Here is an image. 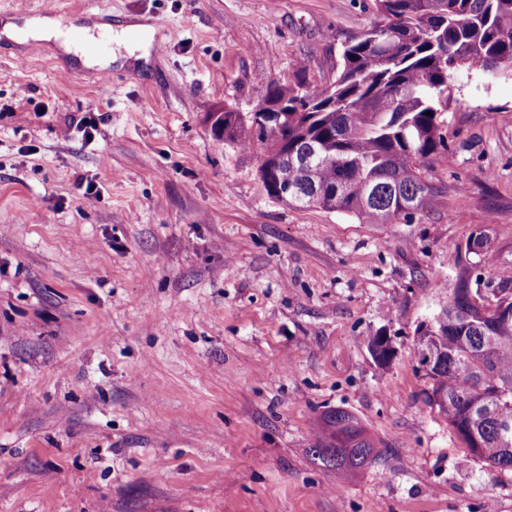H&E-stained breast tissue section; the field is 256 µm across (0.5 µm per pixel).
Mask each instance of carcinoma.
Wrapping results in <instances>:
<instances>
[{
	"mask_svg": "<svg viewBox=\"0 0 512 512\" xmlns=\"http://www.w3.org/2000/svg\"><path fill=\"white\" fill-rule=\"evenodd\" d=\"M380 20L343 49L327 86L299 73L268 84L266 101L282 116L224 108L212 130L228 146L263 148L259 168L269 197L302 207L351 213L390 224L431 206L434 188L420 167L448 157L438 116L448 111L455 70L512 72V0H376ZM489 235L468 237L465 255L492 264ZM470 274L429 325L417 328L415 353L430 380L426 403L448 418L470 454L512 469V279L500 280L496 305L468 300ZM375 361L396 355L392 339L367 337ZM375 444L342 409L321 415L309 448L343 478L361 468Z\"/></svg>",
	"mask_w": 512,
	"mask_h": 512,
	"instance_id": "1",
	"label": "carcinoma"
}]
</instances>
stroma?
<instances>
[{
	"label": "stroma",
	"mask_w": 512,
	"mask_h": 512,
	"mask_svg": "<svg viewBox=\"0 0 512 512\" xmlns=\"http://www.w3.org/2000/svg\"><path fill=\"white\" fill-rule=\"evenodd\" d=\"M42 18L163 50L99 69L0 34V512H512L414 349L472 232L512 277V74H453L435 204L373 224L272 200L260 147L207 117L332 83L375 0H0L1 25ZM336 407L377 446L343 480L308 452ZM150 30L151 28L148 25L135 24L122 27L119 30L110 29V34L112 40L122 45L130 57L134 56L136 52H141L140 55L136 56V58H139L146 52L145 41ZM133 34H137L138 37L136 39L132 38ZM368 348L379 366L388 365L396 355V348L393 346L392 338L389 337L387 340L385 336L377 334L375 336H368L367 338ZM372 347L376 349L378 356L375 357L372 353Z\"/></svg>",
	"instance_id": "stroma-1"
}]
</instances>
